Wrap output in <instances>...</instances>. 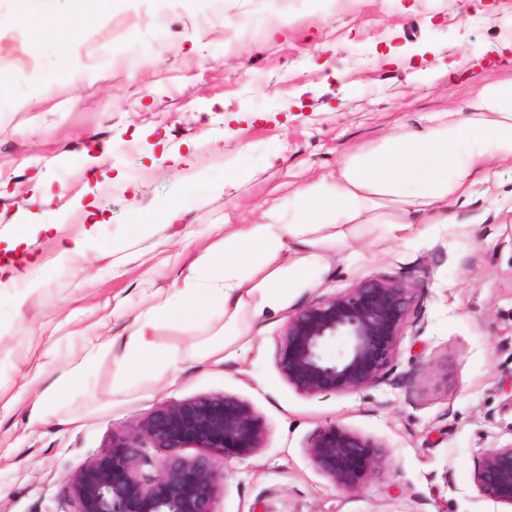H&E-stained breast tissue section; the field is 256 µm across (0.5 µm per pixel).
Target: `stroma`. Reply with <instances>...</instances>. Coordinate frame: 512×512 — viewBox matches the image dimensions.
Returning a JSON list of instances; mask_svg holds the SVG:
<instances>
[{"label":"stroma","instance_id":"35a3bbf8","mask_svg":"<svg viewBox=\"0 0 512 512\" xmlns=\"http://www.w3.org/2000/svg\"><path fill=\"white\" fill-rule=\"evenodd\" d=\"M239 20L259 35L230 42ZM505 39L512 0H343L320 13L288 0L281 17L267 0H119L85 11L64 50L53 34L35 44L22 27L0 29V512H73L69 475L113 434L215 393L249 401L268 427L264 448L225 460L219 512H502L478 496L473 470L512 442L508 169L422 235L393 241L362 225L282 309L243 310L224 362L190 360L221 325L208 314L157 326L159 348L189 359L179 371L121 379L105 352L85 383L38 408L27 382L68 364L86 328L103 345L127 334L147 294L179 287L224 225L260 221L357 149L511 78V65L469 53ZM409 67L425 74L420 91L401 82ZM90 151L102 157L93 180ZM35 190L47 206L28 205ZM20 222L36 230L13 248ZM91 224L84 253L61 259ZM366 277L415 291L418 319L390 371L359 393L297 394L276 360L289 312ZM334 422L387 448L386 468L353 494L305 452Z\"/></svg>","mask_w":512,"mask_h":512}]
</instances>
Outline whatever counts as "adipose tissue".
Listing matches in <instances>:
<instances>
[{
	"mask_svg": "<svg viewBox=\"0 0 512 512\" xmlns=\"http://www.w3.org/2000/svg\"><path fill=\"white\" fill-rule=\"evenodd\" d=\"M504 168L512 169L510 79L485 85L464 111L435 113L423 127L396 128L380 147L358 150L335 180L322 177L296 190L291 216L272 207L262 222L225 225L223 246L193 264L182 287L152 292L131 332L113 337L105 349L121 373L135 372L144 359L163 372L179 369L183 357L159 351L154 340L158 323L178 303L194 316L209 310L223 316V326L197 354L222 361L242 308L258 317L280 308L329 253L351 248L360 225H382L387 236L401 240L423 225L447 223L449 203L467 201L477 182L496 180ZM105 349L87 340L82 355L52 384L32 378L38 403L83 381Z\"/></svg>",
	"mask_w": 512,
	"mask_h": 512,
	"instance_id": "1",
	"label": "adipose tissue"
}]
</instances>
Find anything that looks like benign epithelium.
Segmentation results:
<instances>
[{
  "label": "benign epithelium",
  "instance_id": "7a95c632",
  "mask_svg": "<svg viewBox=\"0 0 512 512\" xmlns=\"http://www.w3.org/2000/svg\"><path fill=\"white\" fill-rule=\"evenodd\" d=\"M414 289L401 281L367 277L322 300L292 310L277 344L278 368L301 396L362 391L389 371L407 327L414 322ZM346 341L334 358L333 338ZM267 426L248 401L208 394L158 406L69 476L74 512H218L224 459L265 447ZM164 455L150 472L144 449ZM196 448L193 457L183 454ZM314 468L344 493L361 490L387 464L384 445L332 423L308 441ZM479 495L512 508V443L490 448L474 464Z\"/></svg>",
  "mask_w": 512,
  "mask_h": 512
}]
</instances>
